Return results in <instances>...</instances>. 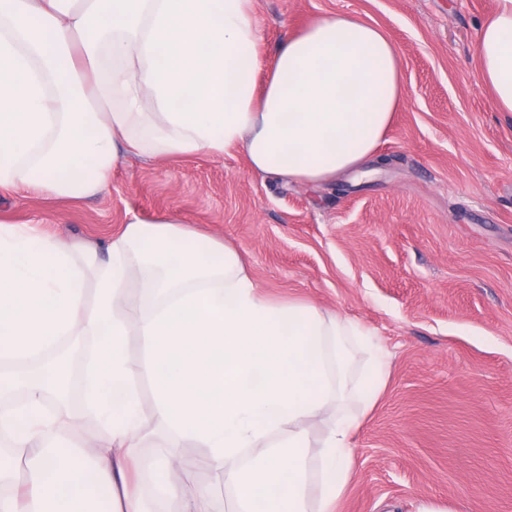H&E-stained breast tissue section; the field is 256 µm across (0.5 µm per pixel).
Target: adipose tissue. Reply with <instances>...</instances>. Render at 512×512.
Segmentation results:
<instances>
[{
    "mask_svg": "<svg viewBox=\"0 0 512 512\" xmlns=\"http://www.w3.org/2000/svg\"><path fill=\"white\" fill-rule=\"evenodd\" d=\"M477 56L499 111L511 113L512 0H496L480 25ZM401 74L383 31L352 15L316 18L269 63L253 0H0V189L80 198L103 191L130 153L233 149L252 172L321 185L372 158L403 104ZM107 254L0 225V359L67 334L100 337L85 410L111 435L86 457L61 446L56 427L68 406L43 415L57 370L26 375L27 401L0 412V429L16 447L41 437L52 449L25 498L1 497L0 512H42L48 500L84 512L116 486L141 433L137 380L152 386L158 426L207 451L199 460L159 451L157 491L170 512H202L180 494L200 468L223 475L236 512H307L299 456L308 447L321 465L318 512H338L351 439L384 385L378 368L364 392L339 380L351 361L346 337L367 339L369 329L313 304H272L233 247L175 217L130 220ZM132 268L139 296L126 291ZM121 308L131 318L117 317ZM130 335L144 347L134 366L124 352ZM349 399L356 410L344 408ZM325 415L327 433L311 442L304 423ZM265 439L275 453L241 468L243 449Z\"/></svg>",
    "mask_w": 512,
    "mask_h": 512,
    "instance_id": "adipose-tissue-1",
    "label": "adipose tissue"
}]
</instances>
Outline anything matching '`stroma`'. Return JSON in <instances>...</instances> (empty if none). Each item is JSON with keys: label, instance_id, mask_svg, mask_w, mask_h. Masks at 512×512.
Returning <instances> with one entry per match:
<instances>
[{"label": "stroma", "instance_id": "stroma-1", "mask_svg": "<svg viewBox=\"0 0 512 512\" xmlns=\"http://www.w3.org/2000/svg\"><path fill=\"white\" fill-rule=\"evenodd\" d=\"M262 51L324 14L380 28L403 63L405 102L370 174L315 188L254 174L244 154L126 156L82 199L0 190V224L105 250L132 217L176 216L241 254L262 296L337 311L371 328L351 343L349 385L383 393L352 439L339 512H512V114L479 78L477 31L495 0H255ZM146 437L130 492L149 495L162 442L138 384ZM67 444L108 440L73 395Z\"/></svg>", "mask_w": 512, "mask_h": 512}]
</instances>
